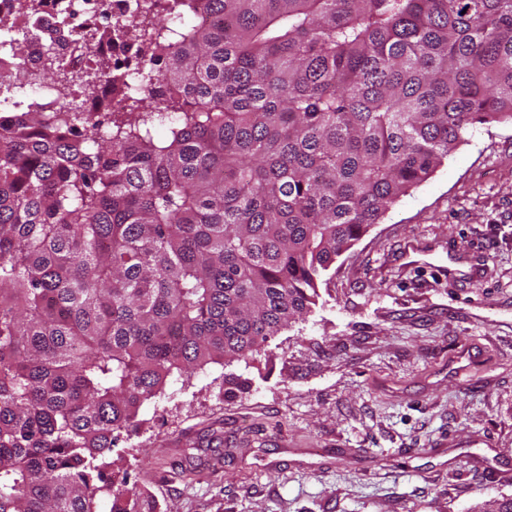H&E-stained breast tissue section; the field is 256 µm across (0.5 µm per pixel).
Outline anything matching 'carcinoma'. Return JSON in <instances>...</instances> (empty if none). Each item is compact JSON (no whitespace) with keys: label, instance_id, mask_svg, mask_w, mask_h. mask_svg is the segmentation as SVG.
Instances as JSON below:
<instances>
[{"label":"carcinoma","instance_id":"1","mask_svg":"<svg viewBox=\"0 0 512 512\" xmlns=\"http://www.w3.org/2000/svg\"><path fill=\"white\" fill-rule=\"evenodd\" d=\"M64 74L49 48L0 90ZM137 75L101 121L107 67L0 124V512H156L119 437L172 378L266 352L471 130L512 123V0H169Z\"/></svg>","mask_w":512,"mask_h":512}]
</instances>
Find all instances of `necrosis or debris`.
Wrapping results in <instances>:
<instances>
[{"label":"necrosis or debris","instance_id":"4bbe7bcc","mask_svg":"<svg viewBox=\"0 0 512 512\" xmlns=\"http://www.w3.org/2000/svg\"><path fill=\"white\" fill-rule=\"evenodd\" d=\"M142 0H34L22 8L19 0H0V41L7 32L25 33L15 50L0 53V67L22 64L39 69L47 47H57L68 57L72 70L82 72L104 65L123 68L134 43L108 37L103 24L112 28L136 22L146 27L156 16L143 12Z\"/></svg>","mask_w":512,"mask_h":512}]
</instances>
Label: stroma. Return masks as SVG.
Wrapping results in <instances>:
<instances>
[{
  "mask_svg": "<svg viewBox=\"0 0 512 512\" xmlns=\"http://www.w3.org/2000/svg\"><path fill=\"white\" fill-rule=\"evenodd\" d=\"M411 245L425 263L406 262ZM463 348L479 359L458 376ZM229 378L247 390L225 396ZM141 417L115 451L161 512H472L512 497V124L477 126L401 197L266 354L169 382Z\"/></svg>",
  "mask_w": 512,
  "mask_h": 512,
  "instance_id": "1",
  "label": "stroma"
}]
</instances>
